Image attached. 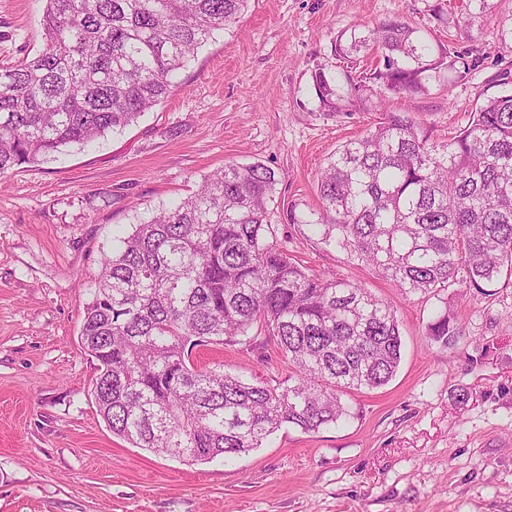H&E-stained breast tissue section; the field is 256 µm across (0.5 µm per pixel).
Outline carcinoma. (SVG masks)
Returning a JSON list of instances; mask_svg holds the SVG:
<instances>
[{"mask_svg": "<svg viewBox=\"0 0 512 512\" xmlns=\"http://www.w3.org/2000/svg\"><path fill=\"white\" fill-rule=\"evenodd\" d=\"M248 0H46L45 43L0 66V175L69 144L131 125L177 86L195 51L228 29ZM357 97L410 99L480 51L432 42L399 18L339 33L334 52L357 66ZM320 106L343 111L337 82L312 75ZM470 124L432 142L405 112L350 139L318 180L321 206L291 221L372 267L403 294L480 291L512 274V72ZM277 178L228 163L180 203L134 227L101 258L86 304L83 349L98 362L93 396L112 433L190 464L247 453L285 425L315 432L352 417L341 395L396 375L402 339L392 307L333 274L309 272L269 221ZM288 360V384L201 367L198 347L255 350L257 331ZM427 335H460L443 308Z\"/></svg>", "mask_w": 512, "mask_h": 512, "instance_id": "cac0c4a2", "label": "carcinoma"}]
</instances>
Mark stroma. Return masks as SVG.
Instances as JSON below:
<instances>
[{"label":"stroma","instance_id":"obj_1","mask_svg":"<svg viewBox=\"0 0 512 512\" xmlns=\"http://www.w3.org/2000/svg\"><path fill=\"white\" fill-rule=\"evenodd\" d=\"M436 0H248L199 48L170 95L93 145L63 149L0 180V512H512V278L483 293L402 296L344 251L306 238L291 212L319 206L318 178L379 112L319 106L312 76L344 80L339 32L399 16L483 59L451 89L390 95L432 140L469 124L512 70L493 0L469 36L438 22ZM44 0H0V65L43 46ZM229 162L277 177L276 237L314 273L389 303L399 324L396 376L347 395L346 423L282 427L262 447L188 465L112 434L91 395L97 362L78 342L104 253L132 225L194 193ZM462 329L444 348L426 334L440 308ZM199 363L258 380L288 378L274 343L196 350Z\"/></svg>","mask_w":512,"mask_h":512}]
</instances>
